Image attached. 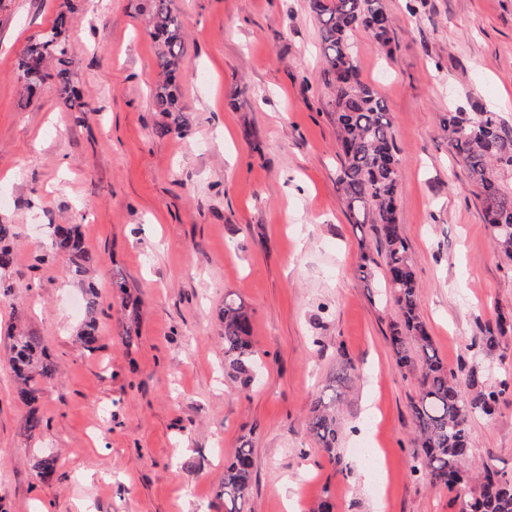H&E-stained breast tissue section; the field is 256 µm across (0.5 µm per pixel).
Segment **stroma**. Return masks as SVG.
<instances>
[{"label":"stroma","instance_id":"1","mask_svg":"<svg viewBox=\"0 0 512 512\" xmlns=\"http://www.w3.org/2000/svg\"><path fill=\"white\" fill-rule=\"evenodd\" d=\"M394 39L357 33L360 75L386 100L400 161L399 218L420 313L442 360L487 383L512 374V333L486 355L480 324L512 314V265L442 136L439 113L512 122V0H385ZM152 0H0V223L15 262L0 280V512H224V463L242 442L254 481L243 512H460L412 473L410 404L419 374L388 341L398 320L370 225L337 183L319 30L308 0H172L186 33L179 94L187 135L159 132ZM69 11L71 83L84 110L47 82L24 101L19 58ZM79 225L96 257L89 351L76 333L83 290L49 224ZM139 296L134 344L112 288ZM252 311L257 383L224 371L225 298ZM41 338L59 371L30 408L8 366L10 337ZM351 362L339 412L340 462L306 429L316 397ZM471 456L512 472V393L469 423ZM368 443L372 460L356 453ZM56 457L41 478L36 463Z\"/></svg>","mask_w":512,"mask_h":512}]
</instances>
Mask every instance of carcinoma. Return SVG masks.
Wrapping results in <instances>:
<instances>
[{"label":"carcinoma","mask_w":512,"mask_h":512,"mask_svg":"<svg viewBox=\"0 0 512 512\" xmlns=\"http://www.w3.org/2000/svg\"><path fill=\"white\" fill-rule=\"evenodd\" d=\"M309 8L319 27L329 117L337 131V181L342 198L352 223L371 225L381 244L390 296L399 314L390 344L398 365L420 375L419 393L410 405L419 445L412 471L454 495L461 512H512V476L491 462L473 465L468 432L474 416L493 413L500 398L512 389V379L505 377L498 385L487 387L470 371L449 370L439 356L419 313V284L399 221L400 174L392 113L378 91L359 77L355 34L362 30L375 43L386 46L393 40V19L384 0H309ZM149 24L157 42L158 67L165 76L153 93L156 111L165 118L160 132L183 136L187 123L176 79L184 70L185 32L171 0H152ZM67 28L68 16L61 12L49 34L29 41L18 68L28 91L54 80L64 102L73 108L77 99L71 94L67 68ZM438 124L448 136L455 164L476 189L484 221L500 252L512 261V123L496 112L479 108L475 112H441ZM48 228L52 248L67 254L69 271L83 288L86 320L78 339L92 351L98 342L92 314L99 293L86 276L96 258L84 247L79 225L50 224ZM15 237L14 225L0 224V270L14 264ZM219 318L224 327V370L247 390L254 380L252 314L242 301L227 297ZM509 327L512 320L500 315L481 327L475 342L490 355ZM9 365L18 383V399L30 406L24 430L31 434L43 423L34 404L42 384L55 376L57 365L49 359L39 337L23 332L11 336ZM351 369L349 362L340 369L334 377L337 387L316 398L307 419L308 433L337 464L341 456L336 452V408ZM252 454L253 448L243 443L224 466L220 491L224 512H240L238 503L249 496L254 474Z\"/></svg>","instance_id":"obj_1"}]
</instances>
